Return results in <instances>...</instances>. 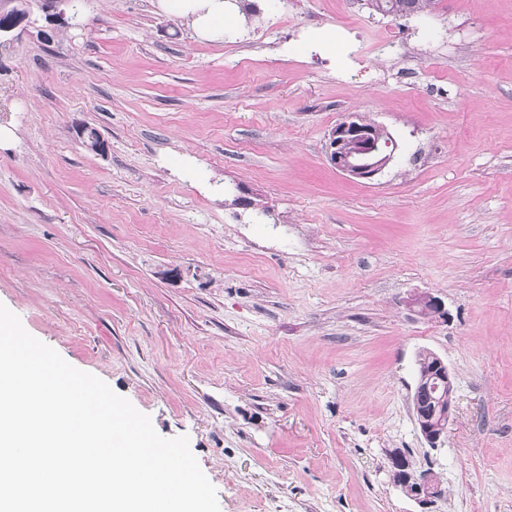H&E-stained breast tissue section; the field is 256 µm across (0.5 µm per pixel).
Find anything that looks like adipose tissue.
Returning <instances> with one entry per match:
<instances>
[{
  "label": "adipose tissue",
  "mask_w": 512,
  "mask_h": 512,
  "mask_svg": "<svg viewBox=\"0 0 512 512\" xmlns=\"http://www.w3.org/2000/svg\"><path fill=\"white\" fill-rule=\"evenodd\" d=\"M164 13L185 19L199 38L223 40L226 24L239 13L232 0H158Z\"/></svg>",
  "instance_id": "ef3b65f1"
}]
</instances>
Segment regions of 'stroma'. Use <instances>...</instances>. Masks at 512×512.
Returning <instances> with one entry per match:
<instances>
[{"mask_svg":"<svg viewBox=\"0 0 512 512\" xmlns=\"http://www.w3.org/2000/svg\"><path fill=\"white\" fill-rule=\"evenodd\" d=\"M240 2L221 43L84 0L0 49V304L188 436L220 512H512V0ZM349 112L398 144L376 180L327 159ZM423 349L454 374L435 449ZM396 448L440 499L393 484ZM372 13L382 16H409L431 11L435 0H367ZM406 306L415 314L423 317L431 316L444 322L449 319L444 302L431 294L411 295L406 301ZM434 358L435 364L433 366V371L431 372V377L436 379V381H441L443 384L432 380L427 388V382L423 383V393L425 397H428L429 391L431 392L432 397L448 398V407L446 412V416H448V423L442 424V422H433L435 416V405H431V403L435 402V399H430L427 402L421 401L419 403H413L415 416L419 414L423 422L421 429L422 436L430 448H438L447 436L448 425L451 420L454 407V399L451 397L454 375L443 358L437 354L434 355ZM434 385L437 386V390L435 392H433ZM413 477V491L409 493L411 499L419 505H426L434 498L442 496L443 491L431 470L417 469Z\"/></svg>","mask_w":512,"mask_h":512,"instance_id":"stroma-1","label":"stroma"}]
</instances>
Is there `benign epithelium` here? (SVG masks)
<instances>
[{"mask_svg": "<svg viewBox=\"0 0 512 512\" xmlns=\"http://www.w3.org/2000/svg\"><path fill=\"white\" fill-rule=\"evenodd\" d=\"M12 6L0 7V47L11 40L13 33L24 30L30 23L33 7L45 13L51 26L65 27L68 20L65 12L56 10L58 0H9ZM397 143L384 127L366 122L361 114L350 112L330 132L327 155L336 170L352 179L373 180L383 173L392 162ZM406 306L417 315L448 321L449 314L444 302L431 295H412ZM435 364L431 377L453 387L454 375L448 364L439 355H434ZM415 414L422 420L421 433L429 447L437 448L448 433V425L434 422L435 406L421 401L413 404ZM443 491L432 471L418 469L413 477L410 497L420 505H426L441 497Z\"/></svg>", "mask_w": 512, "mask_h": 512, "instance_id": "1", "label": "benign epithelium"}]
</instances>
